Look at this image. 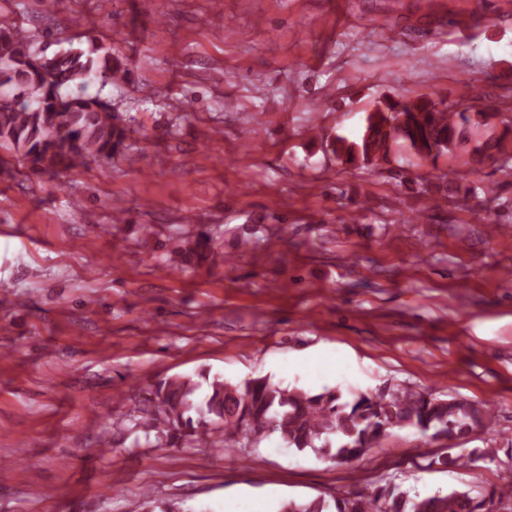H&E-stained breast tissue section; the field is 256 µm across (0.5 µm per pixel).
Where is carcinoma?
<instances>
[{
  "label": "carcinoma",
  "instance_id": "cac0c4a2",
  "mask_svg": "<svg viewBox=\"0 0 512 512\" xmlns=\"http://www.w3.org/2000/svg\"><path fill=\"white\" fill-rule=\"evenodd\" d=\"M126 75L119 59L76 48L47 56L15 24L0 25V149L13 150L34 171L71 170L87 161L124 154L126 128L99 100L71 91L95 79ZM512 121L495 110L476 109L440 95L380 102L363 133L327 144L344 164L376 166L398 147L421 162L446 154L475 167L493 156L498 170H512ZM134 446L152 448H256L272 434L298 451L348 464L382 445L398 426L452 443L490 427L487 406L465 399L431 398L397 387L345 399L337 389L308 392L283 387L266 376L237 384L201 371L159 380L129 414ZM512 501V468L500 473L496 492L469 489L411 497L395 487L384 499L350 502L346 495L281 502L277 512H491L494 499Z\"/></svg>",
  "mask_w": 512,
  "mask_h": 512
}]
</instances>
